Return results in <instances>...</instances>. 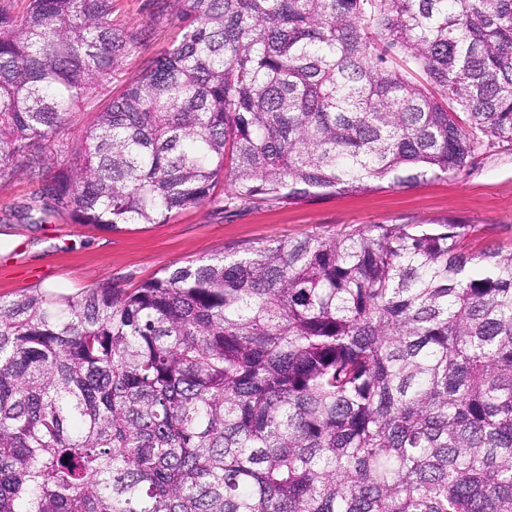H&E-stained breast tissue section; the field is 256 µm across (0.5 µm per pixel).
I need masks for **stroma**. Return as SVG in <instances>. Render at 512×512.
Returning <instances> with one entry per match:
<instances>
[{
	"label": "stroma",
	"mask_w": 512,
	"mask_h": 512,
	"mask_svg": "<svg viewBox=\"0 0 512 512\" xmlns=\"http://www.w3.org/2000/svg\"><path fill=\"white\" fill-rule=\"evenodd\" d=\"M150 0H113L112 21L152 26V40L99 89L51 141L36 150L42 179L17 176L0 188V296L35 290L76 294L102 281L134 287L203 256L221 255L269 241L308 235L340 237L376 224L462 225L466 251L512 252V149L483 152L464 169L408 186L382 185L356 193H331L223 207L205 202L174 213L163 224H125L110 231L62 215L46 223L23 220L21 210L42 180L66 166L70 148L94 113L164 54L179 33L174 18L153 17Z\"/></svg>",
	"instance_id": "1"
}]
</instances>
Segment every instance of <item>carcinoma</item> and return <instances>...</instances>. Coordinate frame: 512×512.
Returning <instances> with one entry per match:
<instances>
[{"mask_svg":"<svg viewBox=\"0 0 512 512\" xmlns=\"http://www.w3.org/2000/svg\"><path fill=\"white\" fill-rule=\"evenodd\" d=\"M0 0V187L151 28ZM170 49L30 198L117 230L512 146V0H155ZM375 225L0 296V512H512V254Z\"/></svg>","mask_w":512,"mask_h":512,"instance_id":"cac0c4a2","label":"carcinoma"}]
</instances>
